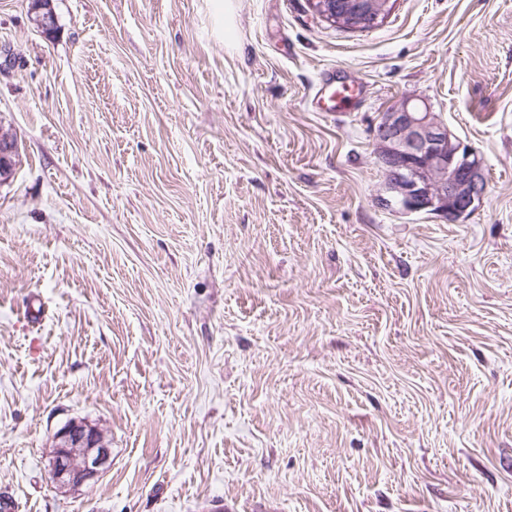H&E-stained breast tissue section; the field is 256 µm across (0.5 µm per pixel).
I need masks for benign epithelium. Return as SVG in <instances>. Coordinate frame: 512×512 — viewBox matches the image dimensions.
Segmentation results:
<instances>
[{
  "label": "benign epithelium",
  "instance_id": "7a95c632",
  "mask_svg": "<svg viewBox=\"0 0 512 512\" xmlns=\"http://www.w3.org/2000/svg\"><path fill=\"white\" fill-rule=\"evenodd\" d=\"M324 21L350 31L381 24L395 0H310ZM32 23L49 34L56 17L49 0H33ZM375 162L384 174L389 197L403 211L437 215L456 222L473 212L486 193L481 157L448 129L422 97L408 94L380 114L372 133ZM16 134L0 125V186L9 182L19 161ZM111 467L104 431L71 421L55 432L46 470L68 492L97 482Z\"/></svg>",
  "mask_w": 512,
  "mask_h": 512
}]
</instances>
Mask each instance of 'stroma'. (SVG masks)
<instances>
[{
  "mask_svg": "<svg viewBox=\"0 0 512 512\" xmlns=\"http://www.w3.org/2000/svg\"><path fill=\"white\" fill-rule=\"evenodd\" d=\"M0 0V492L15 512H512V0ZM362 92L314 111L326 81ZM426 98L483 159L451 223L382 204ZM72 420L112 467L63 494ZM50 0H34L31 12L32 23L45 34H50L56 27V17ZM315 13L324 21L350 31H365L381 24L395 0H351L343 7L336 0H310ZM19 156L20 148L16 134L0 123V185L12 178Z\"/></svg>",
  "mask_w": 512,
  "mask_h": 512,
  "instance_id": "obj_1",
  "label": "stroma"
}]
</instances>
